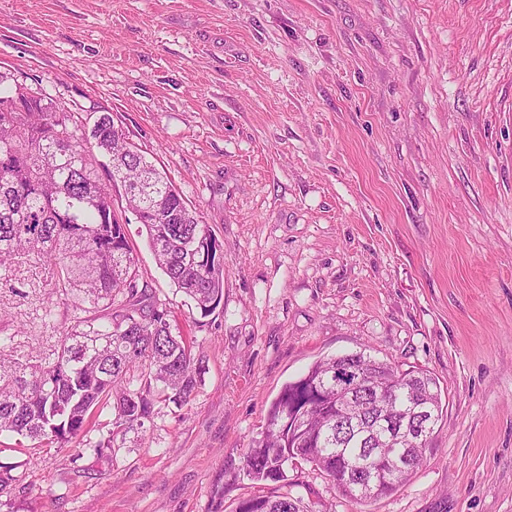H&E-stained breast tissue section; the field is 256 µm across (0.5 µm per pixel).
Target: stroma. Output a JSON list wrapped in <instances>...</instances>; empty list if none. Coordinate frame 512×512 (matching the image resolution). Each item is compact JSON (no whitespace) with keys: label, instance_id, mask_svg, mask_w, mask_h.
<instances>
[{"label":"stroma","instance_id":"stroma-1","mask_svg":"<svg viewBox=\"0 0 512 512\" xmlns=\"http://www.w3.org/2000/svg\"><path fill=\"white\" fill-rule=\"evenodd\" d=\"M0 72L110 113L224 245L203 318L129 224L141 283L199 344L197 396L101 457L0 436V512H235L272 401L356 352L439 378L432 451L388 497L310 467L288 493L512 512V0H0ZM72 317L0 288V328L50 340Z\"/></svg>","mask_w":512,"mask_h":512}]
</instances>
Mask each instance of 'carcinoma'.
<instances>
[{"label":"carcinoma","instance_id":"cac0c4a2","mask_svg":"<svg viewBox=\"0 0 512 512\" xmlns=\"http://www.w3.org/2000/svg\"><path fill=\"white\" fill-rule=\"evenodd\" d=\"M0 75V281L25 284L38 272L49 295L81 316L54 344L34 347L24 332L0 336V435L71 443L97 456L144 432L158 403L177 407L196 397L201 363L166 304L139 287L127 227L112 211V180L123 166L131 202L156 211L144 224L157 264L201 317L224 298V246L188 209L171 182L104 112L92 126L63 103ZM366 365L393 382L396 409L412 408L418 389L430 393L431 431L418 443H396L371 414L336 419V364ZM312 410L300 426L295 415ZM110 410L112 429L92 439L93 418ZM438 377L348 353L315 362L271 403L261 437L245 455L258 485L288 483V471L310 465L339 492L365 502L393 494L430 451L443 419ZM236 512H305L301 500L255 494Z\"/></svg>","mask_w":512,"mask_h":512}]
</instances>
